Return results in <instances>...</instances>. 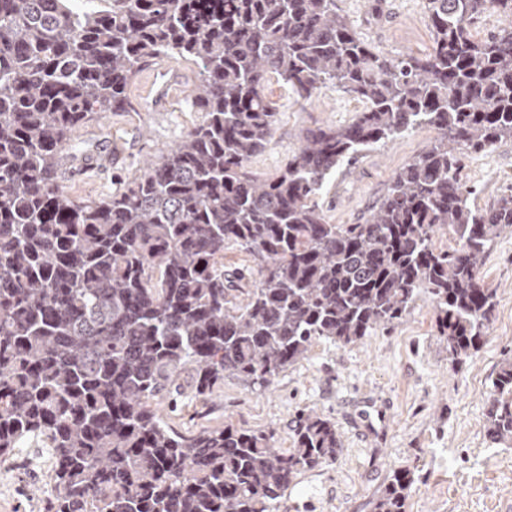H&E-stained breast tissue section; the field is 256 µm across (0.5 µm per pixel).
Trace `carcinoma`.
Returning <instances> with one entry per match:
<instances>
[{
  "label": "carcinoma",
  "instance_id": "obj_1",
  "mask_svg": "<svg viewBox=\"0 0 512 512\" xmlns=\"http://www.w3.org/2000/svg\"><path fill=\"white\" fill-rule=\"evenodd\" d=\"M496 12L512 0H427L430 50L391 58L337 0H0V456H47L46 512H279L342 448L314 410L288 449L273 429L180 434L158 405L184 373L198 395L226 377L262 391L315 343H355L421 297L451 362L475 354L497 298L484 257L512 233V194L478 209L458 174L466 153L512 140V23L472 32ZM162 55L200 70L203 123L111 198L75 199L63 153L88 149L73 132L125 111ZM273 78L297 103L331 87L362 109L306 129L263 176L249 164L273 136ZM420 125L435 142L364 222L330 223L316 197L336 169ZM230 246L258 263L255 287H224ZM487 431L512 445L511 359ZM413 483L395 469L373 512H406Z\"/></svg>",
  "mask_w": 512,
  "mask_h": 512
}]
</instances>
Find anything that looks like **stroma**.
<instances>
[{"mask_svg":"<svg viewBox=\"0 0 512 512\" xmlns=\"http://www.w3.org/2000/svg\"><path fill=\"white\" fill-rule=\"evenodd\" d=\"M426 0H339L368 41L392 57L424 53L432 43L424 22ZM197 69L180 57L149 62L128 87L130 108L81 125L75 140L91 145V159L66 162L63 183L79 200L112 196L202 123L186 98ZM266 93L280 112L267 149L253 171L271 175L299 145L303 130L341 125L358 102L325 88L304 104L270 81ZM436 137L422 126L365 151L337 168L317 202L330 223L357 224L386 192L395 172ZM461 177L477 189L485 208L512 189V141L486 154L462 158ZM498 290L497 304L479 351L458 366L436 328L428 299L404 319L348 345L317 343L308 357L281 373L269 390L234 379L207 401L182 398L171 424L180 432L233 424L276 432L290 447L298 410H315L341 436L336 459L299 476L288 489L287 512H371V501L393 469L414 473L407 512H512V447L487 435L488 394L501 363L512 357V235L491 246L482 268Z\"/></svg>","mask_w":512,"mask_h":512,"instance_id":"stroma-1","label":"stroma"}]
</instances>
